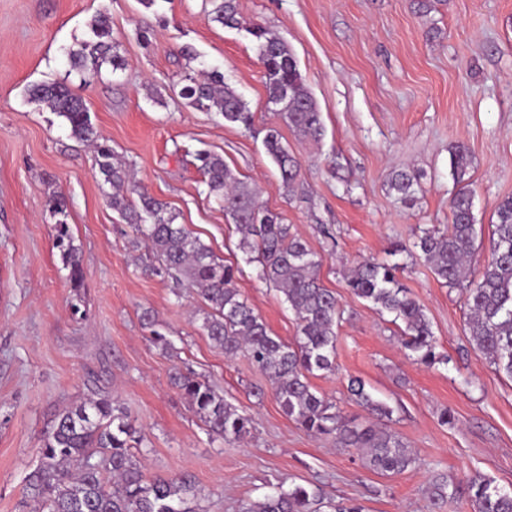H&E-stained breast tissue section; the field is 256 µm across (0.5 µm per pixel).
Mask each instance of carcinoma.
<instances>
[{"label": "carcinoma", "instance_id": "obj_1", "mask_svg": "<svg viewBox=\"0 0 512 512\" xmlns=\"http://www.w3.org/2000/svg\"><path fill=\"white\" fill-rule=\"evenodd\" d=\"M208 17L226 28L242 25L237 0H210ZM91 38L66 51L70 70L92 76L104 64L123 69L125 60L112 40L110 17L99 13L89 24ZM248 32L256 39L264 69L268 102L288 127L314 142L324 132L321 109L305 86L288 42L255 24ZM30 101L62 117L75 140L94 148L96 173L109 186L107 198L150 248L156 263L142 271L166 277L176 290L198 294L209 307L202 329L209 339L234 356L247 354L252 365L272 382L283 413L314 436L329 437L338 448H354L368 465L387 474H400L415 462L402 438L390 430L393 409L373 398L359 377L348 379L350 399L369 418L348 416L336 403L318 393L309 377L335 369L339 301L320 278L322 264L307 243L291 233L282 217L259 202L257 191L239 179L224 159L210 151L196 153L204 172L207 195L221 202L224 212L242 233L240 249L259 264L257 278L282 293L294 311L298 334L286 343L272 335L259 313L236 287L231 265L167 205L133 184L130 169L97 131L87 105L61 79L27 89ZM178 95L199 110L217 112L230 123L253 129V114L240 94L224 82L217 69L198 71L182 80ZM265 153L277 166L283 186L293 190L301 175L300 161L275 129L266 131ZM471 164L463 146L451 150L456 191L450 201V224L444 231H426L418 247L437 280L456 288L468 309L467 329L477 349L499 373L512 379V197L502 200L492 222L491 256L475 276L471 263L477 247L472 195L465 175ZM415 175L395 173L390 189L404 200L414 194ZM55 246L71 279L83 280L79 248L69 225L56 224ZM399 265L364 261L347 277V288L404 324L402 344L416 361L432 367L445 361L423 308L396 276ZM174 385L193 413L209 430L226 440L251 435L253 419L224 398V393L190 373H179ZM135 421L106 398L88 399L59 412L42 433L40 456L26 481L31 512H205L198 503L195 483L184 476H148L140 458ZM475 512H512V490L476 474L467 481ZM363 512L360 505L334 504L319 488L278 485L261 500L246 501L239 512Z\"/></svg>", "mask_w": 512, "mask_h": 512}]
</instances>
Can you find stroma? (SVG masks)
I'll list each match as a JSON object with an SVG mask.
<instances>
[{"label": "stroma", "instance_id": "obj_1", "mask_svg": "<svg viewBox=\"0 0 512 512\" xmlns=\"http://www.w3.org/2000/svg\"><path fill=\"white\" fill-rule=\"evenodd\" d=\"M209 0H0V512H28L25 480L43 430L63 408L101 394L140 431L147 474L190 476L205 512H238L279 484L318 487L365 512H474L468 496L433 507L436 483L479 473L512 489V379L499 374L467 333L468 309L439 282L415 244L450 222V150L464 146L465 176L481 227L478 262L490 256L491 217L512 196V0H239L247 24L284 38L323 112L320 143L296 136L269 104L263 67L245 28L209 21ZM109 16L124 70L69 73L65 52ZM197 58L180 57L181 46ZM219 68L254 115L253 130L185 105V71ZM67 79L92 121L126 161L136 184L168 204L225 264L273 335L292 341L297 321L282 295L260 282L222 205L206 195L194 158L210 150L292 233L322 258L320 279L341 306L336 369L310 379L347 415L349 377H361L393 410L391 429L415 462L398 475L361 454L306 433L279 407L270 381L244 356L225 355L201 330L199 297L142 272L147 250L113 211L93 154L63 118L29 101L34 83ZM277 129L301 162L287 191L260 133ZM417 175L411 200L389 188ZM67 199L66 222L84 279L74 286L55 247L56 219L43 202ZM403 245L393 253L394 245ZM395 260L423 307L446 363H417L400 322L352 296L347 271ZM151 313L172 341L153 343ZM194 373L251 415L247 440L210 434L172 385ZM450 411L453 423L440 415Z\"/></svg>", "mask_w": 512, "mask_h": 512}]
</instances>
